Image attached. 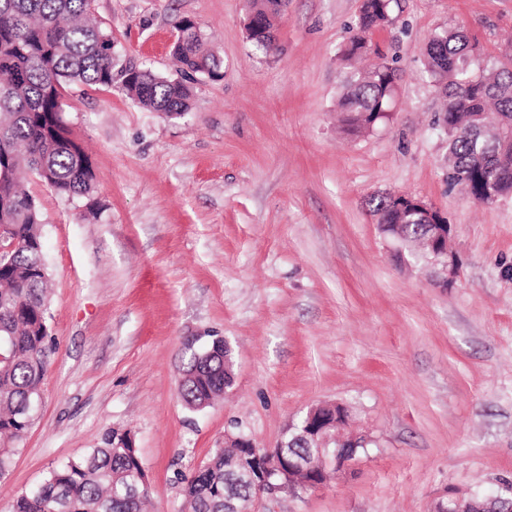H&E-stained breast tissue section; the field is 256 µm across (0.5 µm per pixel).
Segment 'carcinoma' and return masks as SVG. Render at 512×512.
Here are the masks:
<instances>
[{
	"instance_id": "carcinoma-1",
	"label": "carcinoma",
	"mask_w": 512,
	"mask_h": 512,
	"mask_svg": "<svg viewBox=\"0 0 512 512\" xmlns=\"http://www.w3.org/2000/svg\"><path fill=\"white\" fill-rule=\"evenodd\" d=\"M252 14L265 29L281 11V0H252ZM90 0H0V224L17 248L0 263V477L8 472L14 443L23 439L56 347L47 324V268L42 258L40 213L35 199L19 188L18 175L35 174L65 198H91L94 176L85 150L69 137L62 116L67 86L122 90L141 107L168 116L191 108L192 91L134 64L117 66L112 34L89 18ZM391 0H367L359 34L343 52L346 60L371 50L366 34L386 23ZM173 55L183 72L223 77L218 58L193 21L180 19ZM478 44L459 30L435 35L426 52V70L448 98V184L464 186L485 202L493 185L497 197L512 195V139L487 142L494 118L512 129V63L477 61ZM396 69L385 62L353 76L339 100L345 130L359 134L389 117ZM403 242L426 241L434 226L418 216L390 218L382 228ZM233 356L223 343L192 350L182 368L179 395L192 410L224 394ZM239 447L216 448L206 462L183 478L188 512H224V471ZM138 449L112 432L103 446L50 472L35 490L18 497L12 512H143L149 492Z\"/></svg>"
}]
</instances>
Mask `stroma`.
<instances>
[{
	"instance_id": "stroma-1",
	"label": "stroma",
	"mask_w": 512,
	"mask_h": 512,
	"mask_svg": "<svg viewBox=\"0 0 512 512\" xmlns=\"http://www.w3.org/2000/svg\"><path fill=\"white\" fill-rule=\"evenodd\" d=\"M250 0H93L113 52L191 87L190 112L116 86L62 99L92 165V199L36 175L56 352L32 424L0 478V512L118 431L138 448L153 512H185L182 479L243 433L269 448L312 405L347 407L372 443L317 490L256 512H434L512 496V197L448 184V114L424 68L463 28L486 62L512 53V0H393L368 35L397 72L388 120L346 134L341 55L362 0H288L275 46L247 38ZM196 21L219 80L180 72L175 24ZM408 192L451 226L448 262L384 236L371 196ZM98 213L89 215L87 202ZM223 338L234 383L189 409L186 346Z\"/></svg>"
}]
</instances>
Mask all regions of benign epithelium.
I'll list each match as a JSON object with an SVG mask.
<instances>
[{
    "label": "benign epithelium",
    "mask_w": 512,
    "mask_h": 512,
    "mask_svg": "<svg viewBox=\"0 0 512 512\" xmlns=\"http://www.w3.org/2000/svg\"><path fill=\"white\" fill-rule=\"evenodd\" d=\"M387 212L395 214L414 213L424 223L437 225L431 240L434 259L448 267V226L444 216L424 200L409 193L397 192L389 195ZM337 404H318L306 412L305 424H291L281 439L271 448H255L241 456L238 466L228 470L224 477V512H249L241 502L240 487L252 488L254 498L292 494L305 488H317L324 484L331 469L344 472L355 460L356 449L367 447L372 439L365 434L359 436L344 433V423L339 421ZM316 448L308 455L294 456L291 448L295 444ZM452 512H512V500L497 498L481 499L471 496L453 501Z\"/></svg>",
    "instance_id": "1"
}]
</instances>
